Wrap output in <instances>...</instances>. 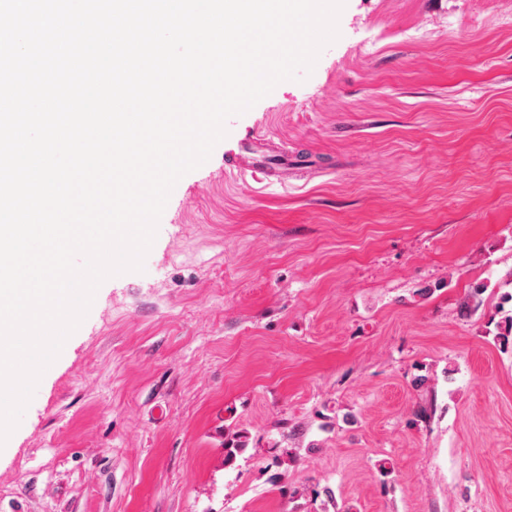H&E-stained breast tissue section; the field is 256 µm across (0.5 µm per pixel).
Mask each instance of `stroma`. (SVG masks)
I'll list each match as a JSON object with an SVG mask.
<instances>
[{
  "label": "stroma",
  "mask_w": 512,
  "mask_h": 512,
  "mask_svg": "<svg viewBox=\"0 0 512 512\" xmlns=\"http://www.w3.org/2000/svg\"><path fill=\"white\" fill-rule=\"evenodd\" d=\"M505 15L346 0L312 74L179 180L143 271L99 287L0 450V512H512ZM253 132L287 185L225 177Z\"/></svg>",
  "instance_id": "1"
}]
</instances>
